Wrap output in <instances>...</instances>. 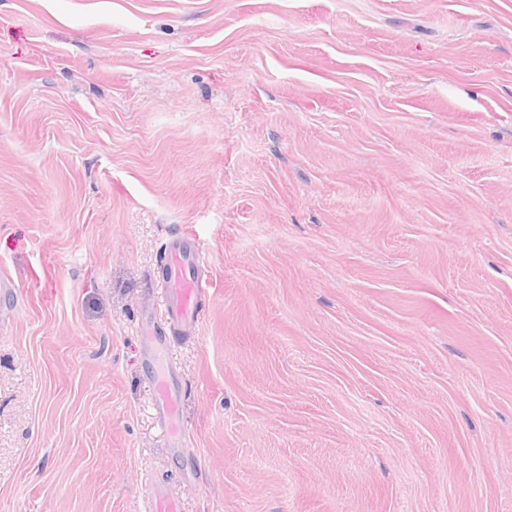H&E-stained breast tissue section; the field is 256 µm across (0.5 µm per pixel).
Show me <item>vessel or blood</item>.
I'll return each instance as SVG.
<instances>
[{
	"label": "vessel or blood",
	"instance_id": "b4317fda",
	"mask_svg": "<svg viewBox=\"0 0 512 512\" xmlns=\"http://www.w3.org/2000/svg\"><path fill=\"white\" fill-rule=\"evenodd\" d=\"M162 263L165 276L161 287L167 296L169 318L166 327L154 333L155 342L161 346L195 329L206 291L199 247L192 235L181 233L165 244ZM155 408L162 425L175 430L179 403L174 378L158 384Z\"/></svg>",
	"mask_w": 512,
	"mask_h": 512
}]
</instances>
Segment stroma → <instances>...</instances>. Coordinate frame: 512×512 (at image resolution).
Returning a JSON list of instances; mask_svg holds the SVG:
<instances>
[{"label":"stroma","mask_w":512,"mask_h":512,"mask_svg":"<svg viewBox=\"0 0 512 512\" xmlns=\"http://www.w3.org/2000/svg\"><path fill=\"white\" fill-rule=\"evenodd\" d=\"M1 272L0 512H512V0H0ZM162 263L165 276L160 287L167 296L169 318L165 329L151 331L159 346L195 329L206 291L199 247L192 235L180 233L165 244ZM175 379L170 374L169 378L161 381L157 386L155 408L162 425L173 434H180L176 426V418L179 414V403L176 397Z\"/></svg>","instance_id":"1"}]
</instances>
